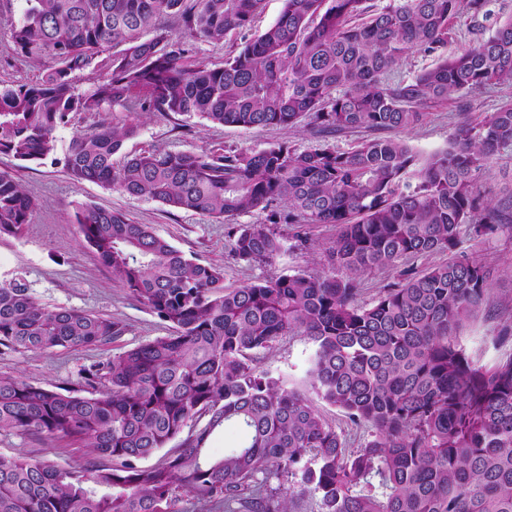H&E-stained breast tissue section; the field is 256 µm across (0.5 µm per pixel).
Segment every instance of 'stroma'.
<instances>
[{"label":"stroma","mask_w":512,"mask_h":512,"mask_svg":"<svg viewBox=\"0 0 512 512\" xmlns=\"http://www.w3.org/2000/svg\"><path fill=\"white\" fill-rule=\"evenodd\" d=\"M283 0H265L250 30L227 34L220 43L188 38L182 24H172L174 37L186 40L189 60H206L213 65L224 63L225 56L240 49L278 17ZM27 0H0V82L33 81L56 65L52 57L22 60L17 57L11 29L21 20ZM489 15L473 17L462 13L451 22L453 35L436 52L421 49L410 52L393 77L412 80L420 72L435 67L442 58L454 57L477 42L490 37L496 23L512 18V0H490ZM512 101V84L495 85L454 97L444 104L428 107L424 123L403 134L420 156L447 147L458 124L467 119L489 115L504 103ZM119 124L133 122L137 135L125 142L124 152L141 153L154 149L221 153L229 149L261 150L277 143H288L301 150L330 145L340 150L355 147L369 139V131L357 129L318 137L304 124L292 128H257L212 125L197 117L163 116L151 112L80 113L56 131L58 153H65L77 130L100 121ZM0 170L9 171L33 200L35 208L29 224L18 235H0V280L22 275L36 298L49 307H68L100 314L125 325L124 335L89 350L55 349L45 352L0 353V375H13L49 388H68L78 382L80 368L105 360L109 356L168 335V323L134 299L113 282L112 275L83 242L76 212L96 205L122 212L133 222L151 225L161 237L184 253L200 261L213 263L224 271V284L237 287L258 277L282 276L300 270L319 268L320 248L336 235L331 224L310 226L308 233L315 247L297 250L292 239L293 227L279 225L283 248L269 265L249 266L237 262L231 253L232 227L194 212L171 209L146 198L132 197L104 189L100 184L73 182L63 166L44 163H21L0 155ZM461 251L490 270L491 292L489 314L469 320L460 331L459 340L472 359L481 365H492L512 357V340L497 341L503 323H512V231L503 230L485 238H465ZM442 254L400 261L396 270L377 271L362 277L357 301L369 304L388 284L399 281L406 270L424 271L445 262ZM314 344L303 336L283 338L273 349L255 354L257 368L279 378L290 389L310 393V371ZM0 455L47 460L59 466L80 470L88 464L109 465L108 457L92 453L68 438L37 435L0 436Z\"/></svg>","instance_id":"35a3bbf8"}]
</instances>
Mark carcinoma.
<instances>
[{
	"instance_id": "cac0c4a2",
	"label": "carcinoma",
	"mask_w": 512,
	"mask_h": 512,
	"mask_svg": "<svg viewBox=\"0 0 512 512\" xmlns=\"http://www.w3.org/2000/svg\"><path fill=\"white\" fill-rule=\"evenodd\" d=\"M264 0H28L12 28L15 53L59 66L25 83L0 84V154L51 159L76 183L158 201L216 220L281 205L296 225L333 224L322 268L224 287L221 267L187 257L148 224L92 205L76 213L84 243L112 278L175 331L79 370L63 392L0 375V435L70 438L112 458L81 472L0 455V512H176L182 494L224 512H294L304 497L320 512H512V358L475 363L458 332L490 293L489 270L458 252L463 237L504 227L508 202L478 190L487 163L512 150V103L458 125L446 149L419 159L397 137L349 151H300L281 143L222 154L151 150L112 158L137 125L101 122L55 156L54 131L71 115L126 110L197 116L209 123L295 127L321 136L365 128L409 130L431 103L512 82V20L488 39L410 81L389 75L408 53L452 38L450 21L488 13L489 0H283L276 19L220 67L185 62V43L160 29L181 21L215 43L251 26ZM106 77L76 92L74 74ZM32 199L0 170V235L29 223ZM277 230L241 225L232 256L262 266L281 251ZM448 261L356 302L359 279L402 259ZM99 314L48 307L26 279L0 281V348L79 350L123 335ZM316 346L311 388L367 430L350 448L307 396L251 364L285 336ZM207 418L201 428L197 424ZM238 440L221 457L211 437ZM182 448L140 468L185 429ZM287 475L288 486H272Z\"/></svg>"
}]
</instances>
